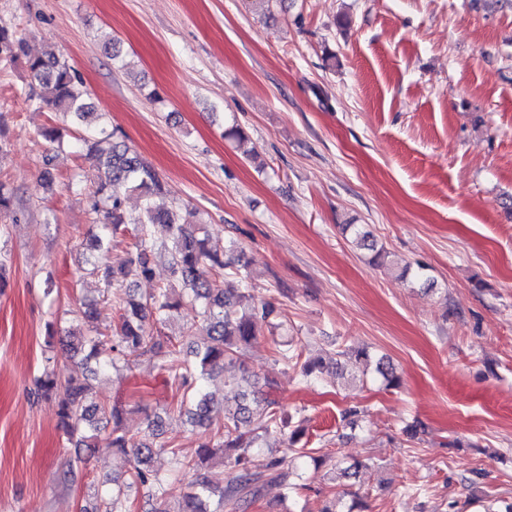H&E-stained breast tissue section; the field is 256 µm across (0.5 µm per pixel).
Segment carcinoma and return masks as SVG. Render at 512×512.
<instances>
[{
	"instance_id": "1",
	"label": "carcinoma",
	"mask_w": 512,
	"mask_h": 512,
	"mask_svg": "<svg viewBox=\"0 0 512 512\" xmlns=\"http://www.w3.org/2000/svg\"><path fill=\"white\" fill-rule=\"evenodd\" d=\"M0 55L26 60L30 78L27 98L40 105L53 108L64 118L62 127H45L40 136L50 143H62L66 134L75 129L82 132L79 141L88 152L98 156L99 167L92 175V188L86 194L91 213L98 218L96 226L101 235L90 242L92 252H112V242L120 235L133 233L134 251L89 262L87 274L95 276L104 288L106 302L115 310L116 323L109 337L100 333L98 309L87 305L77 310L85 324V331L76 336L78 344L69 345L72 356L77 358L75 369L63 382L59 381L49 366H44L35 381L33 396L54 398L58 403L57 427L75 448L94 449L98 440L105 447L122 453L132 452L133 463L124 482L113 481L115 487L97 498L92 512H130L129 491L144 489L155 499V512H224V505L261 494L265 484L283 482L288 476L290 459L275 458L266 469L256 472L251 468V455L257 441L271 431H283L288 418L278 413L271 403L258 407L255 383L246 361V354L266 327L277 328L273 318L278 310L271 301L260 303L248 293L229 295L218 279L201 281L197 268L209 264L216 274L231 268L243 285L251 279V261L244 249L233 243L219 254L207 246L203 225L193 223L197 210L184 206V215L155 205V198L163 194L164 185L155 169L142 159L105 121L107 112L84 98L82 81L75 68L53 50L32 55L23 37L0 28ZM135 192L140 198L137 215L124 209V198L118 189ZM153 224H164L170 232L166 243L157 242L151 235ZM162 252L174 277L184 285V292L174 296L167 288L143 296L138 283L153 275L152 257ZM189 303L199 307L202 329L209 343L202 350L191 351L186 356L179 338L154 333V324L164 321ZM112 343L109 366L129 367L139 356L148 355L156 360L159 368L181 391L180 413L187 422L204 430L211 429L210 397L204 382L216 373L223 375L226 386L240 389L236 405L224 410V422L217 427L211 439L201 442L191 455L182 453L170 443L160 441L162 432L159 421L147 425L148 434L139 440L128 437L124 428L127 409L121 405L95 402L89 398V379L98 369L91 361L99 354L103 340ZM303 350L274 349L277 361L300 366L303 378H310L318 363L301 361ZM112 424L110 433L101 437L103 422ZM168 449L169 473L178 476L189 473L190 491L182 502L173 507L167 498L166 479L151 470L154 454ZM224 453V462L233 472L229 485L211 476L209 460Z\"/></svg>"
}]
</instances>
